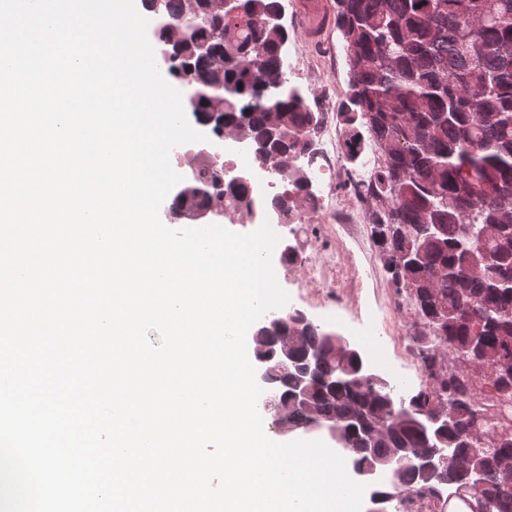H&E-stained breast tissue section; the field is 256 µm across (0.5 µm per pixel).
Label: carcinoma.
Listing matches in <instances>:
<instances>
[{"instance_id":"obj_1","label":"carcinoma","mask_w":512,"mask_h":512,"mask_svg":"<svg viewBox=\"0 0 512 512\" xmlns=\"http://www.w3.org/2000/svg\"><path fill=\"white\" fill-rule=\"evenodd\" d=\"M159 18L166 73L196 99L192 117L251 146V159L275 170L282 191L250 196V185L224 178V167L196 156L193 182L171 209L252 217L264 207L291 222L316 202L306 166L324 113L310 91L280 66L289 40L276 16L281 0H142ZM336 29L347 46L349 80L336 112L344 164L368 148L380 163L347 185L366 205L365 218L382 269L414 317V345L426 376L418 391L396 395L367 372L358 349L333 357L329 330L304 312H271L295 337V356L323 354V374L309 401L290 398L295 377L269 363L277 393L274 422L295 433L336 428L353 472L409 449L397 479L372 489L380 512L412 495L430 512H512V380L448 375V362L495 356L512 345V0H335ZM306 164H301V161ZM445 402L449 416L438 417ZM479 425L489 438L470 439ZM382 427L376 440L366 432ZM440 449L469 460L440 481L421 479L418 460ZM480 483L469 494V474Z\"/></svg>"}]
</instances>
